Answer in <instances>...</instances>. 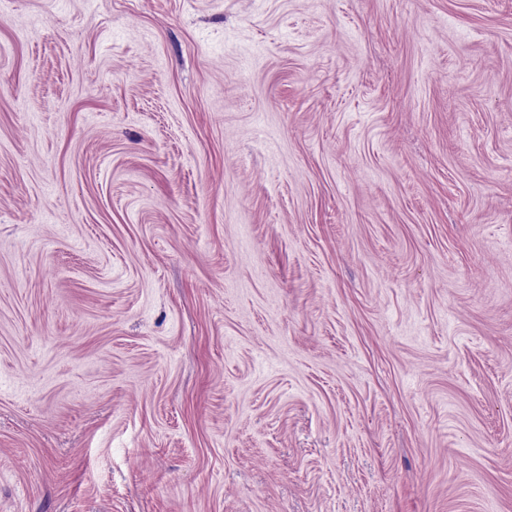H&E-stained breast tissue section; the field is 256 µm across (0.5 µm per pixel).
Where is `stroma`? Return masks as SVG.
<instances>
[{
    "label": "stroma",
    "instance_id": "1",
    "mask_svg": "<svg viewBox=\"0 0 512 512\" xmlns=\"http://www.w3.org/2000/svg\"><path fill=\"white\" fill-rule=\"evenodd\" d=\"M0 512H512V0H0Z\"/></svg>",
    "mask_w": 512,
    "mask_h": 512
}]
</instances>
